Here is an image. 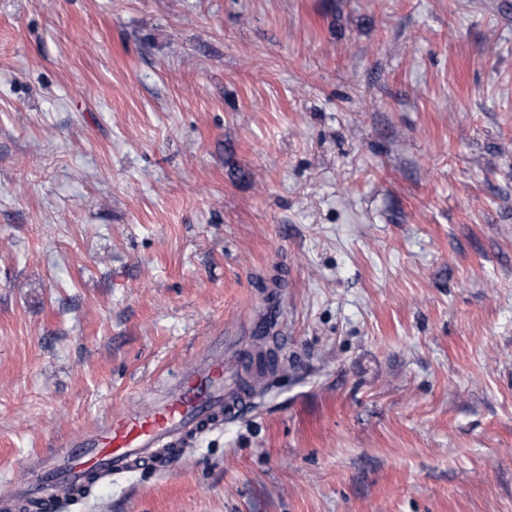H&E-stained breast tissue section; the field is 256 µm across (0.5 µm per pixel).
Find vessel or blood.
<instances>
[{
  "instance_id": "1",
  "label": "vessel or blood",
  "mask_w": 512,
  "mask_h": 512,
  "mask_svg": "<svg viewBox=\"0 0 512 512\" xmlns=\"http://www.w3.org/2000/svg\"><path fill=\"white\" fill-rule=\"evenodd\" d=\"M249 348H239L225 361L223 345L178 382L131 413L112 415L106 424L77 441L70 457H52L0 501L5 512H44L48 486L66 489L85 484L91 476L127 473L175 455L180 446L220 421H233L255 403Z\"/></svg>"
}]
</instances>
